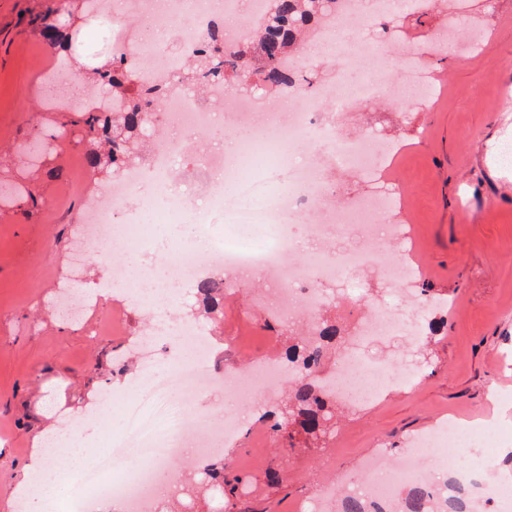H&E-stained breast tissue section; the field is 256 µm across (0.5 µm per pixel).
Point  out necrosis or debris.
<instances>
[{
  "instance_id": "obj_1",
  "label": "necrosis or debris",
  "mask_w": 512,
  "mask_h": 512,
  "mask_svg": "<svg viewBox=\"0 0 512 512\" xmlns=\"http://www.w3.org/2000/svg\"><path fill=\"white\" fill-rule=\"evenodd\" d=\"M420 4L421 0H341L336 12L308 32L303 49L287 65L311 70L329 59L353 66L363 57L386 56V43L365 38V30ZM90 6L104 11L109 20L113 52L126 56L145 50L149 64L139 79L165 91L146 118L155 131L149 164L122 168L93 201L84 217L92 248L81 253L85 259L101 256L126 235L146 236L147 217L171 225L170 234L151 239L156 253L151 264L140 267L138 278H131L123 264L107 266L114 292L122 294L127 305L146 310L147 336L176 331L188 336L197 352H204L198 323L176 318L175 311L185 284L216 268L241 279L259 272L275 287L272 304L289 320L313 327L329 299L325 285L356 281L361 268L374 265L393 281V301L362 305L347 352L333 371L324 374L323 382L337 399L359 404L376 397L386 384L406 380L402 357H393L381 368L365 361L359 349L370 339L396 333L421 336L423 320L436 306L415 292L410 273L382 247L376 234L390 211L389 194L377 191L340 204L335 187L323 174L376 167L385 154L384 144L370 136L346 135L344 117L379 96L405 101L421 87L415 61L420 48L403 52L405 66L398 84H386L380 71L360 80L339 75L327 112L319 99L300 89L269 102L211 83L199 97L177 83L181 65L210 43L215 24H222L225 42L248 41L255 21L266 13L267 0H91ZM220 124L233 132L246 130L247 137L230 151L212 147L187 174V181L211 201L200 212L171 183L169 168L175 158L188 154L195 140L209 139ZM268 154L276 155V163L267 165L262 177H250L251 164ZM286 221L305 225L306 243L282 234ZM340 224L366 225L370 236L356 248L336 249L333 237ZM134 353L141 364L142 385L126 396L107 395L94 414L99 430L108 436L107 445L92 462L74 469V491L64 501L66 512H112L117 498L126 512H143L147 504L161 503L168 488L160 476L173 460L190 451L200 463L222 453L241 426L239 406L270 402L280 388L306 375L283 362L258 368L252 378L220 375L193 359L160 376L158 361L146 343L136 345ZM202 390L224 396L223 421L194 411L192 399ZM115 413L124 425L117 438L108 434ZM498 435L490 424L464 429L448 423L415 442L402 470L373 460L368 480L353 494L368 504L370 512H394L401 488L436 484L445 474L459 484H477L481 501L491 504L493 512H512V478L488 472L482 465L495 453ZM443 439L455 454L473 458V465L464 468L452 461L442 474L432 473L429 465Z\"/></svg>"
}]
</instances>
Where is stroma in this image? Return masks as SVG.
Instances as JSON below:
<instances>
[{
  "label": "stroma",
  "instance_id": "obj_1",
  "mask_svg": "<svg viewBox=\"0 0 512 512\" xmlns=\"http://www.w3.org/2000/svg\"><path fill=\"white\" fill-rule=\"evenodd\" d=\"M57 5L0 0V182L34 194L0 204V512H19L13 491L28 482L35 459L45 483L63 489L76 462L90 458L97 426L68 435L64 416L92 410L105 391L125 394L141 384L130 346L145 319L107 288L104 261L84 265L79 286L88 299L77 315L58 308L84 211L105 184L93 172L79 178L73 159L84 151L85 133L65 108L45 105L56 55L29 19ZM68 7L78 22L69 25V15L59 22L76 57L101 65L99 20L79 0ZM447 23V0H433L423 15L394 17L391 32L416 47ZM473 23L481 44L420 56L430 86L419 98L374 99L347 114V134L391 144L376 170L325 174L340 200L377 186L390 192L394 252L418 287L450 300L444 327L432 339L364 344V357L376 363L407 356L418 379L361 405L337 402L317 435L283 444L264 407L250 409L237 436L209 460L242 476L237 512H312L319 486L348 493L368 458L399 465L415 437L451 418L493 417L512 429V68L498 64L512 55V0H478ZM35 141L46 150L31 162L23 152ZM249 280L246 288L225 287L220 314H201L194 295L186 297L183 312L207 332L218 366L278 361L305 337L300 324L256 304L270 284L254 274Z\"/></svg>",
  "mask_w": 512,
  "mask_h": 512
}]
</instances>
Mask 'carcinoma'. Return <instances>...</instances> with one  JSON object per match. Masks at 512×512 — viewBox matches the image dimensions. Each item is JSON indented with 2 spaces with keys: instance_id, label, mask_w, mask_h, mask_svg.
Masks as SVG:
<instances>
[{
  "instance_id": "1",
  "label": "carcinoma",
  "mask_w": 512,
  "mask_h": 512,
  "mask_svg": "<svg viewBox=\"0 0 512 512\" xmlns=\"http://www.w3.org/2000/svg\"><path fill=\"white\" fill-rule=\"evenodd\" d=\"M338 0H273L271 18L263 19L253 30L250 39L242 45H226L214 38L205 51L193 56L178 73L182 86L203 87L212 81H221L234 89L239 80L248 75L260 85L285 94L300 85V75L282 67L284 58L298 53L303 39L312 26L332 12V3ZM33 25L47 42H54L60 29L52 14L33 18ZM137 60L119 58V62L96 69L88 82L111 89L112 100L120 108L109 114L95 106L76 114L73 123L83 127L89 149L84 159L90 169L99 173L115 170L127 161L143 126V120L152 111L163 89L139 82ZM200 293L219 304H209L211 311L224 307L223 280L207 278L199 286ZM337 327L325 325L313 343L288 347V361L300 362L304 368L320 371L327 351L336 346ZM293 405L282 420L271 425L272 432L289 441L295 429L306 433L320 430L329 409L336 399L325 393L315 379H301L294 387ZM406 512H443L439 487L432 484L411 491L405 498Z\"/></svg>"
}]
</instances>
